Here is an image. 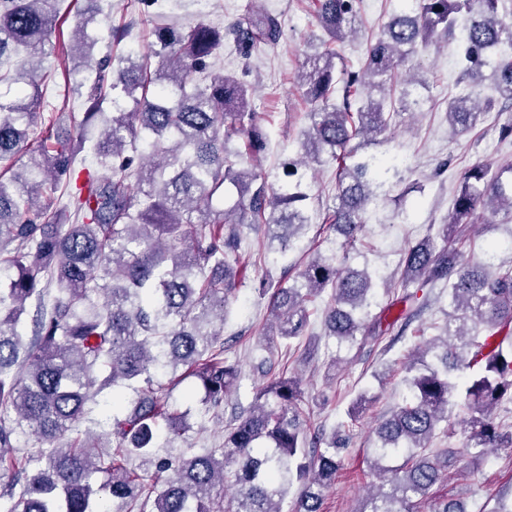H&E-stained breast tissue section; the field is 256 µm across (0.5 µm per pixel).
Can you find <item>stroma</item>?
Returning a JSON list of instances; mask_svg holds the SVG:
<instances>
[{"mask_svg":"<svg viewBox=\"0 0 512 512\" xmlns=\"http://www.w3.org/2000/svg\"><path fill=\"white\" fill-rule=\"evenodd\" d=\"M259 7L279 16L283 35L276 45L250 61H243L234 51H222L217 69L237 74L255 88L252 106L259 112L262 128L270 136V147L255 162L261 171L282 175V165L295 157L299 139L308 125L307 107L297 88L296 76L302 67L311 37L320 28L316 20L315 0H159L156 10L167 23L189 27L204 21L221 27ZM400 0H361L357 27L359 34L337 42L341 64L359 68L365 60L366 41L379 33ZM75 20L67 18L56 31L58 51L43 56L41 67L52 74L40 105L42 117L66 113L67 119L57 128L66 135L72 122L81 120L86 109L84 98L66 89L62 71L66 65L62 49L70 45ZM461 50L457 42L440 39L414 56L412 63L427 85L420 94V113L403 116L396 129L388 131L382 150L403 159L398 176L403 185H416L404 201H389L370 208L363 235L369 250L346 251L341 239L329 226L315 225L308 232L322 255L336 256L346 265L368 269L377 290L376 302L385 305L386 283L397 279L404 249L422 239L430 225L445 223L451 209V197L462 172L476 164L492 169L512 165V141H501L499 125L512 121V110L503 112L499 121H485L474 130L453 136L445 117L449 97L461 93ZM450 165L442 175L434 170L442 160ZM512 237V218L489 210L478 211L474 224L456 247L462 258L482 257L490 244H499L498 262L512 264V249L505 243ZM282 266L270 264L249 267L243 286L238 287L224 322L225 355L239 362L241 381L226 399L222 417H214L199 404H192L189 428L172 447L161 449V456L176 459L183 454L217 447L224 440V427L235 409L248 406L256 391L267 382L257 366L271 358L273 372L296 371L302 377L305 401L302 405L310 429L325 433L341 430L346 446L339 453L340 471L335 483L323 492L322 512H358L366 500V450L375 425L390 415L406 392L405 367L413 350L434 336L446 321L448 291L434 289L429 306L404 335L384 336L352 349L340 350L335 338L326 336L321 312L309 317L304 336L287 342L268 340V296L261 283H277ZM512 488V450L492 451L478 470L466 469L463 463L449 464L448 472L433 485L429 503L445 499H462L468 512H481L493 505L502 489Z\"/></svg>","mask_w":512,"mask_h":512,"instance_id":"stroma-1","label":"stroma"}]
</instances>
